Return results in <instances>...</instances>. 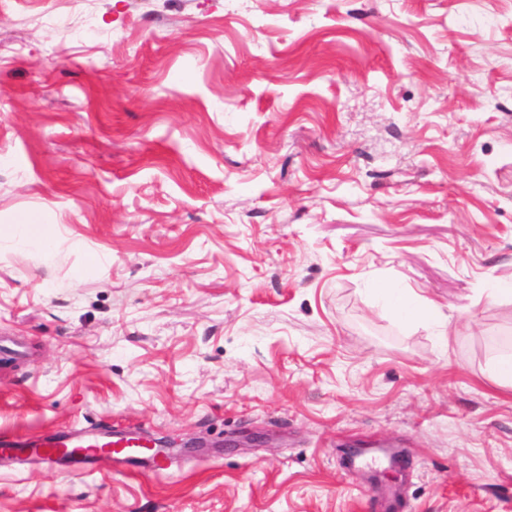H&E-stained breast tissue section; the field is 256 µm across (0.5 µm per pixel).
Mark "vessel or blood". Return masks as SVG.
<instances>
[{
	"label": "vessel or blood",
	"mask_w": 512,
	"mask_h": 512,
	"mask_svg": "<svg viewBox=\"0 0 512 512\" xmlns=\"http://www.w3.org/2000/svg\"><path fill=\"white\" fill-rule=\"evenodd\" d=\"M140 442L136 432L115 431L109 427L81 428L70 433L45 435L34 441L17 432L0 436L1 447L17 452L35 446L36 461L50 469L87 464L101 469L115 465L166 469V453L156 451L144 455Z\"/></svg>",
	"instance_id": "vessel-or-blood-1"
}]
</instances>
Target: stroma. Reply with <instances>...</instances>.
I'll use <instances>...</instances> for the list:
<instances>
[{
    "label": "stroma",
    "instance_id": "stroma-1",
    "mask_svg": "<svg viewBox=\"0 0 512 512\" xmlns=\"http://www.w3.org/2000/svg\"><path fill=\"white\" fill-rule=\"evenodd\" d=\"M0 342V431L267 440L0 512H512V0H0ZM38 225L31 224L28 220H23L15 225L13 230V239L22 247L32 244H47L49 242V235L40 230Z\"/></svg>",
    "mask_w": 512,
    "mask_h": 512
}]
</instances>
